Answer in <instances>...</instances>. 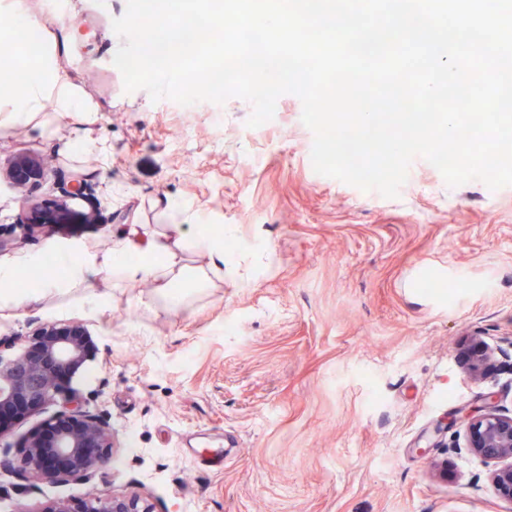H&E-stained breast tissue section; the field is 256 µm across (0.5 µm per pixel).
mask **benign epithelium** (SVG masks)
I'll list each match as a JSON object with an SVG mask.
<instances>
[{
  "mask_svg": "<svg viewBox=\"0 0 512 512\" xmlns=\"http://www.w3.org/2000/svg\"><path fill=\"white\" fill-rule=\"evenodd\" d=\"M45 160L22 153L15 157L4 178L17 189L47 175ZM84 195L78 182L62 198L49 205L22 210L19 223L32 217L47 223L58 219L70 202ZM96 343L79 323H43L27 336L26 346L5 356L0 353V437L5 419L36 414L56 397L64 398L68 409L45 421L24 441L16 458L4 457L6 468L19 469L31 478L51 483L91 481L116 448L108 422L82 409L70 387L72 378L94 356ZM468 448L489 467V479L496 491L512 499V416L500 413L492 395L484 398L482 409L468 415ZM44 512H153L137 492L90 494L78 502L61 500Z\"/></svg>",
  "mask_w": 512,
  "mask_h": 512,
  "instance_id": "benign-epithelium-1",
  "label": "benign epithelium"
}]
</instances>
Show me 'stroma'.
I'll return each instance as SVG.
<instances>
[{"instance_id":"obj_1","label":"stroma","mask_w":512,"mask_h":512,"mask_svg":"<svg viewBox=\"0 0 512 512\" xmlns=\"http://www.w3.org/2000/svg\"><path fill=\"white\" fill-rule=\"evenodd\" d=\"M126 6L70 0L65 18L0 0V16L41 20L38 40L95 110L82 124L50 100L28 118L0 109V166L27 152L50 167L22 191L0 182V260L99 253L131 224L162 233L172 204L229 229L233 248L220 269L183 251L206 285L177 306L156 280L101 277L98 307L75 288L0 308L6 354L47 322L97 338L72 386L118 440L88 483L1 471L0 512L132 489L154 512H512L465 420L488 394L512 415V186L451 188L417 156L386 198L314 170L296 95L250 128L238 97L187 112L125 92L112 21ZM78 132L105 155L67 150ZM77 176L86 196L62 222L18 224ZM478 344L490 359L475 380Z\"/></svg>"}]
</instances>
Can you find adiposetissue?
I'll use <instances>...</instances> for the list:
<instances>
[{
    "label": "adipose tissue",
    "instance_id": "ef3b65f1",
    "mask_svg": "<svg viewBox=\"0 0 512 512\" xmlns=\"http://www.w3.org/2000/svg\"><path fill=\"white\" fill-rule=\"evenodd\" d=\"M37 74L31 79L19 78L14 60H0V106H9L16 116L37 111L43 100L53 99L58 110L75 113L79 122H86L89 106L82 100L79 89L67 69L61 67L49 53L36 56ZM56 257L65 264V279L49 277L36 290L0 291L1 307H17L61 288H87L99 276L136 281L176 272L185 277L179 251L168 238L140 231L131 225L116 246L102 254L75 258L72 251L56 250Z\"/></svg>",
    "mask_w": 512,
    "mask_h": 512
}]
</instances>
